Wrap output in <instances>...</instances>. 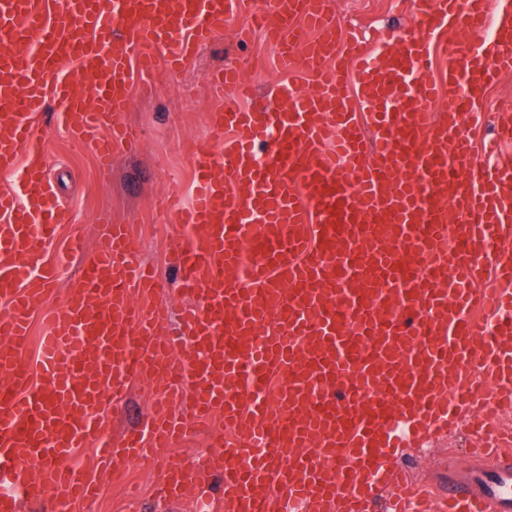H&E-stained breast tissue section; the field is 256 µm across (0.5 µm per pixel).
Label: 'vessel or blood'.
Segmentation results:
<instances>
[{
	"instance_id": "obj_1",
	"label": "vessel or blood",
	"mask_w": 512,
	"mask_h": 512,
	"mask_svg": "<svg viewBox=\"0 0 512 512\" xmlns=\"http://www.w3.org/2000/svg\"><path fill=\"white\" fill-rule=\"evenodd\" d=\"M242 6L60 0L43 25L32 0H0V174L17 180L0 190V512L96 497L72 462L77 449L118 469L217 418L221 512H375L382 496L389 512H512V432L498 427L512 411V166H478L460 122L512 69L511 54L480 61L449 42L452 60L466 58L448 67L456 106L429 125L421 110L439 95L430 41L384 42L370 61L341 45L324 0H297L301 25L272 31L278 61L320 89L289 86L278 110L211 113L213 131L234 138L195 152V199L181 214L192 233L175 256L191 300L178 355L161 337V308L132 298L159 282L137 261L128 225L99 217L98 248L54 300L59 269L42 247L70 216L32 116L55 103L109 176L114 150L135 137L120 122L135 73L181 70ZM417 8L437 33L460 12L478 28L487 18L484 0ZM72 62L93 76L91 95L71 82ZM207 81L220 96L245 91L231 68ZM450 238L456 247L441 251ZM478 307L494 331L473 323ZM38 309L49 332L35 389L20 351ZM141 378L156 410L140 431L104 440L105 410ZM485 379L497 387L490 400ZM461 420L477 437L468 463L415 484L400 449L447 437ZM161 481L176 498L193 475Z\"/></svg>"
}]
</instances>
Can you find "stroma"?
<instances>
[{"instance_id": "stroma-1", "label": "stroma", "mask_w": 512, "mask_h": 512, "mask_svg": "<svg viewBox=\"0 0 512 512\" xmlns=\"http://www.w3.org/2000/svg\"><path fill=\"white\" fill-rule=\"evenodd\" d=\"M275 3L276 0H247L225 25L223 33L201 48L183 69L173 73L160 67L132 85L121 121L137 130L138 140L132 147L115 151L110 179L100 178L91 148L57 124L53 109H45L36 116V126L46 134L43 151L47 170L71 211L70 223L58 228L43 251L46 259L61 267V277L55 286L57 294H64L82 272L80 256L66 251L68 241L81 237L85 252H92L100 233L96 219L109 214L114 223L130 225L138 260L151 268L162 283L156 294L140 296V303L163 307L162 333L176 334L186 300L178 291L179 276L172 260L186 227L175 214L165 215L164 210L191 204L195 148L204 141H221L220 135L214 134L208 125V112L245 106L270 111L280 106L281 91L290 84L291 77L276 66V46L261 29H252L246 38L239 34L241 28L250 27L252 11L259 9L274 15ZM326 7L343 35L351 30L366 38L375 32L386 37L425 32L412 0H327ZM450 39L475 51L491 54L496 50L484 29L469 27L462 19L449 24L445 34L433 38L430 76L443 91L425 107L423 119L428 124L440 122L451 105V97L444 91L448 69L445 45ZM224 68L239 72L251 88L248 98L228 95L219 101L211 96L205 78ZM473 111L478 115L477 121L463 123L462 128L479 152L484 142L494 137L500 120L512 114V71L504 72L485 91L474 103ZM155 405L151 383L136 381L125 401L109 413L105 421L107 435L117 436L140 425ZM452 447L457 450L459 463H466L469 438L463 430L448 440L406 449L400 463L421 483L447 460ZM210 453L206 436L201 433L175 447L158 449L154 457L139 460L121 472H95L94 478L101 487L95 500L63 509L47 501L24 502L20 512H192L194 497L207 494L220 480L218 471L202 463ZM166 463L195 471L192 499L170 502L153 495L152 485L159 467Z\"/></svg>"}]
</instances>
